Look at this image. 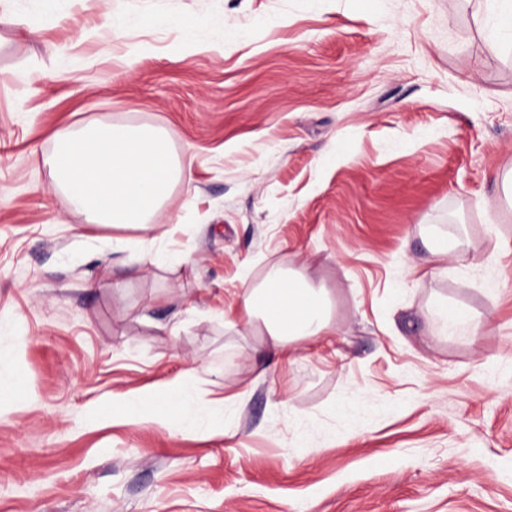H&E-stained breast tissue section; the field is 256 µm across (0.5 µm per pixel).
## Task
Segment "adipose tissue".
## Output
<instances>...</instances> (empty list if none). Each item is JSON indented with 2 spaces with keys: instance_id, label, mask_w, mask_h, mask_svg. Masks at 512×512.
Instances as JSON below:
<instances>
[{
  "instance_id": "ef3b65f1",
  "label": "adipose tissue",
  "mask_w": 512,
  "mask_h": 512,
  "mask_svg": "<svg viewBox=\"0 0 512 512\" xmlns=\"http://www.w3.org/2000/svg\"><path fill=\"white\" fill-rule=\"evenodd\" d=\"M485 43L494 53L512 48V0H488ZM43 165L71 210L91 225L150 232L174 184L191 179L173 152L168 133L151 125L93 122L57 131ZM241 310L253 335L277 350L334 333L327 289L296 273L274 272L244 289ZM133 424L155 422L176 430L194 427L195 414L180 386L146 392L126 404Z\"/></svg>"
}]
</instances>
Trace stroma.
<instances>
[{"mask_svg": "<svg viewBox=\"0 0 512 512\" xmlns=\"http://www.w3.org/2000/svg\"><path fill=\"white\" fill-rule=\"evenodd\" d=\"M484 4L0 0V512H512V54ZM88 122L190 166L154 243L43 168ZM154 249L190 262L108 287ZM276 268L329 290L334 335L258 345L240 295ZM177 380L195 429L124 420ZM436 317L440 320L442 324L443 332H448V327H465L467 329L469 336H478L479 335V325L474 324L470 316L457 308L451 307L444 303L442 304L436 311Z\"/></svg>", "mask_w": 512, "mask_h": 512, "instance_id": "1", "label": "stroma"}]
</instances>
